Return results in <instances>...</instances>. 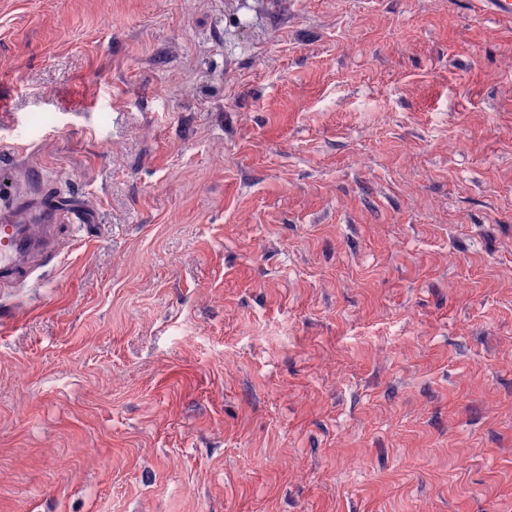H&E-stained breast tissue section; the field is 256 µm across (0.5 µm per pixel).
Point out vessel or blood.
Returning <instances> with one entry per match:
<instances>
[{
  "label": "vessel or blood",
  "mask_w": 512,
  "mask_h": 512,
  "mask_svg": "<svg viewBox=\"0 0 512 512\" xmlns=\"http://www.w3.org/2000/svg\"><path fill=\"white\" fill-rule=\"evenodd\" d=\"M60 211L58 198L51 194L0 208V225L11 230L10 241L0 240V282H13L31 274L32 267L23 257L25 251L52 252Z\"/></svg>",
  "instance_id": "obj_1"
}]
</instances>
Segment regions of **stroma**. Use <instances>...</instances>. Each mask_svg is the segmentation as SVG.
<instances>
[{
    "label": "stroma",
    "mask_w": 512,
    "mask_h": 512,
    "mask_svg": "<svg viewBox=\"0 0 512 512\" xmlns=\"http://www.w3.org/2000/svg\"><path fill=\"white\" fill-rule=\"evenodd\" d=\"M0 512H512V20L0 0ZM61 205L56 196L43 194L39 198L19 200L10 209L0 207V282H14L32 273L33 267L22 255L28 248L44 255L53 251ZM31 214L37 215L43 224H25ZM5 227L12 231L7 245L3 240Z\"/></svg>",
    "instance_id": "obj_1"
}]
</instances>
